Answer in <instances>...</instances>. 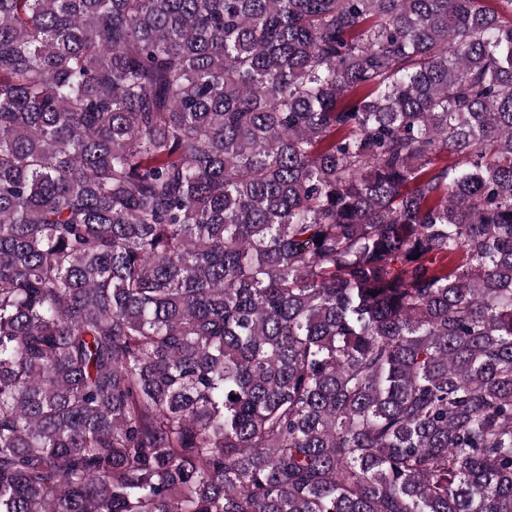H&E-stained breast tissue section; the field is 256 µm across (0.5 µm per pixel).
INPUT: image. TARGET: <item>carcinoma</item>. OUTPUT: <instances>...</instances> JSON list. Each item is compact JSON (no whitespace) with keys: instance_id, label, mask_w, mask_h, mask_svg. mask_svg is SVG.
<instances>
[{"instance_id":"1","label":"carcinoma","mask_w":512,"mask_h":512,"mask_svg":"<svg viewBox=\"0 0 512 512\" xmlns=\"http://www.w3.org/2000/svg\"><path fill=\"white\" fill-rule=\"evenodd\" d=\"M488 2L0 0V512H512Z\"/></svg>"}]
</instances>
